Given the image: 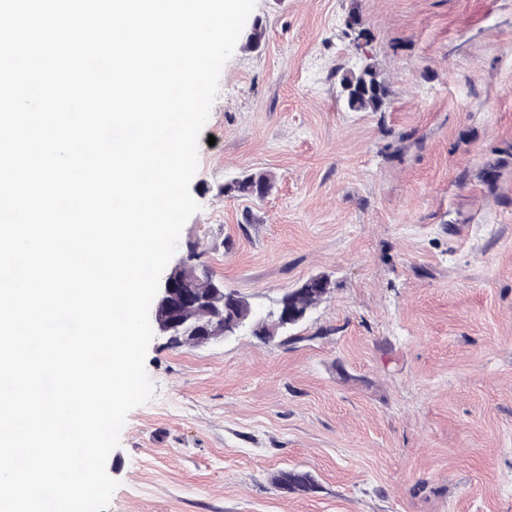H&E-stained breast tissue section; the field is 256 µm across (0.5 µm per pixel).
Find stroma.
Wrapping results in <instances>:
<instances>
[{"instance_id": "35a3bbf8", "label": "stroma", "mask_w": 512, "mask_h": 512, "mask_svg": "<svg viewBox=\"0 0 512 512\" xmlns=\"http://www.w3.org/2000/svg\"><path fill=\"white\" fill-rule=\"evenodd\" d=\"M199 138L176 257L253 308L329 291L265 341L155 335L106 512H512V0H256ZM374 64L385 108L339 80ZM255 172L261 200L225 184ZM316 487L289 493L282 470ZM350 80H366L371 85V90L356 97H349L344 87L345 83ZM340 84L348 108L355 112H378L385 105L389 96V88L386 81L380 77L376 68L372 66L365 67V70L358 74L344 75ZM328 290V285L321 284L313 277L307 280L301 288L288 293V295H291L295 305L304 317L307 309L322 299L328 293Z\"/></svg>"}]
</instances>
